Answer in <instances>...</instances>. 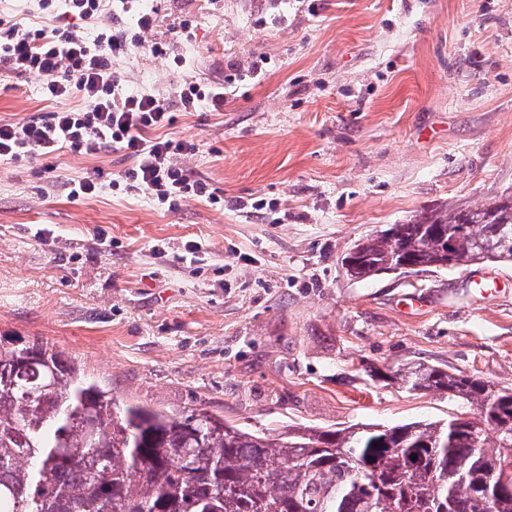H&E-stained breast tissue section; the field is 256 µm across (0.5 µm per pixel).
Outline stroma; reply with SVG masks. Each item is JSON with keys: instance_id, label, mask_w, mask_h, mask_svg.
Instances as JSON below:
<instances>
[{"instance_id": "35a3bbf8", "label": "stroma", "mask_w": 512, "mask_h": 512, "mask_svg": "<svg viewBox=\"0 0 512 512\" xmlns=\"http://www.w3.org/2000/svg\"><path fill=\"white\" fill-rule=\"evenodd\" d=\"M144 5L168 52L120 55L126 90L227 89L159 131L197 143L183 163L217 200L68 198L67 180L130 166L112 150L0 164V342L43 339L118 398L259 431L463 412L390 383L408 361L512 385V265L366 281L341 265L367 234L512 193V0ZM41 84L0 70V122L54 111ZM190 240L201 261H182Z\"/></svg>"}]
</instances>
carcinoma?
I'll list each match as a JSON object with an SVG mask.
<instances>
[{
  "mask_svg": "<svg viewBox=\"0 0 512 512\" xmlns=\"http://www.w3.org/2000/svg\"><path fill=\"white\" fill-rule=\"evenodd\" d=\"M360 280L401 261L512 263V194L420 213L342 258ZM399 387L467 411L447 421L254 432L199 405L124 401L39 339L0 348V512H512V386L410 361ZM417 459H412V455Z\"/></svg>",
  "mask_w": 512,
  "mask_h": 512,
  "instance_id": "obj_1",
  "label": "carcinoma"
}]
</instances>
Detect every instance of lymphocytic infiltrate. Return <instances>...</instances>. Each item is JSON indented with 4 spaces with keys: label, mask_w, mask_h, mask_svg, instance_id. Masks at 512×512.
<instances>
[{
    "label": "lymphocytic infiltrate",
    "mask_w": 512,
    "mask_h": 512,
    "mask_svg": "<svg viewBox=\"0 0 512 512\" xmlns=\"http://www.w3.org/2000/svg\"><path fill=\"white\" fill-rule=\"evenodd\" d=\"M42 12L57 18L54 26L34 27L7 22L0 31V66L43 78V93L57 110L19 122L0 123V161L48 158L62 149L95 155L104 149L123 152L133 164L119 175L125 191L145 192L160 204L176 206L186 199L213 200L205 181L178 163L195 153L194 142L155 137L171 122V107L196 111L201 102L224 105V90L201 89L186 81L175 99L123 89L114 66L120 53L142 44V34L154 26L151 13L137 11L136 0H39ZM136 12V33L102 24L104 14ZM80 20L96 25L93 38L73 28ZM81 99L70 107V99Z\"/></svg>",
    "instance_id": "lymphocytic-infiltrate-1"
}]
</instances>
